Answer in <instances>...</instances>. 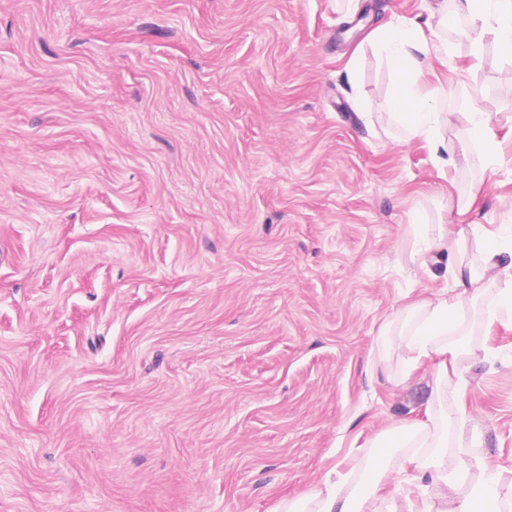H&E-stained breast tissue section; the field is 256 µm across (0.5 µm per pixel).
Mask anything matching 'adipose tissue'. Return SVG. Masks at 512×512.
I'll return each instance as SVG.
<instances>
[{
  "mask_svg": "<svg viewBox=\"0 0 512 512\" xmlns=\"http://www.w3.org/2000/svg\"><path fill=\"white\" fill-rule=\"evenodd\" d=\"M431 18L425 28L414 22L387 21L371 32L370 40L396 83L378 120L401 128L405 139L424 141L441 168L456 171L474 163L484 170L495 168L505 154L503 142L490 127L498 103L487 101L467 113L463 137L455 145L441 131L452 126L457 115L440 107L435 91L427 89L423 79L432 62L447 64L450 50L442 33L455 19L465 20L463 34L473 53H480L491 41L511 56L512 0H440ZM415 232L423 251L452 260V285L434 297L404 305L384 322L368 370L405 384L420 369L429 368L425 416L404 419L373 441L370 454L375 463L362 474L366 492L355 488L352 473H341L283 502L278 512H380L383 500L389 503L388 512H418L413 495L417 489L434 491L439 500L452 503L451 512H502V472L488 458H461L456 466L448 464L449 446L478 443L481 432L464 401L450 408L446 398L450 387L463 384V361L477 357L475 349L458 340L469 315L478 313L488 328L512 322V246L484 244L475 264L468 252L471 240L480 236L478 224L455 230L443 225L432 236L419 223ZM472 467L482 471L483 479L468 497H460L461 474Z\"/></svg>",
  "mask_w": 512,
  "mask_h": 512,
  "instance_id": "obj_1",
  "label": "adipose tissue"
}]
</instances>
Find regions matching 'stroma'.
<instances>
[{
	"mask_svg": "<svg viewBox=\"0 0 512 512\" xmlns=\"http://www.w3.org/2000/svg\"><path fill=\"white\" fill-rule=\"evenodd\" d=\"M438 0H0V512H277L428 387L368 376L380 326L446 285L414 219L476 171L376 120L367 46ZM471 86L512 134V56ZM470 222L512 215L486 173ZM482 444L512 472V327L473 329Z\"/></svg>",
	"mask_w": 512,
	"mask_h": 512,
	"instance_id": "35a3bbf8",
	"label": "stroma"
}]
</instances>
